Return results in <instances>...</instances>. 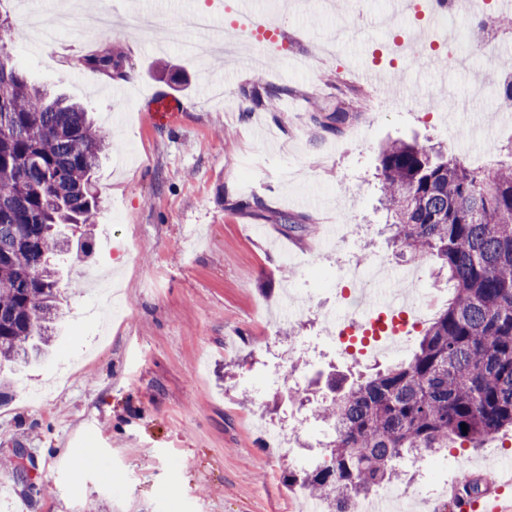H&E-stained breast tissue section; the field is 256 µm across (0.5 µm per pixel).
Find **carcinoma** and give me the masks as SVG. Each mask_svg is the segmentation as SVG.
<instances>
[{"label":"carcinoma","instance_id":"1","mask_svg":"<svg viewBox=\"0 0 512 512\" xmlns=\"http://www.w3.org/2000/svg\"><path fill=\"white\" fill-rule=\"evenodd\" d=\"M13 29L0 20V360L25 359L52 341L60 297L55 255L76 238L92 253L105 150L88 109L51 97L12 63ZM84 66L127 73L108 34ZM253 105L274 111L279 95L258 77ZM310 120L339 132L349 113L316 104ZM392 242L413 259L438 258L454 293L412 358L354 382L320 417L331 429L327 458L286 483L321 490L328 512H354L371 488L399 476L394 462L512 427V162L476 172L416 143L378 155ZM467 426L462 431L461 425Z\"/></svg>","mask_w":512,"mask_h":512}]
</instances>
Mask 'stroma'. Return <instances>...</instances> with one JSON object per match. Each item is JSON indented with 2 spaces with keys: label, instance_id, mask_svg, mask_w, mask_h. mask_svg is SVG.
<instances>
[{
  "label": "stroma",
  "instance_id": "1",
  "mask_svg": "<svg viewBox=\"0 0 512 512\" xmlns=\"http://www.w3.org/2000/svg\"><path fill=\"white\" fill-rule=\"evenodd\" d=\"M117 21L112 45L126 57L129 95L76 68L97 37L80 25L30 41L17 0H0L14 26V63L31 80L92 109L110 148L96 185L103 204L88 259L66 262L50 349L27 363L0 361V512H299L289 458L311 470L327 426L314 413L330 374L349 381L409 359L453 288L435 258L399 255L381 205L378 154L394 140L435 146L485 169L512 146V106L491 93L449 113L452 99L484 83L488 59L467 71L417 74L393 67L404 88L358 78L372 51L416 20L392 0H345L327 15L319 0L282 11L254 0L292 36L263 64L213 65L189 54L193 33L164 48L158 32L178 26L199 0H91ZM305 53L310 68L293 58ZM263 76L282 95L275 111L246 91ZM182 102L174 125L153 122L148 99ZM357 99L342 132L309 124L311 101L326 110ZM385 265L384 286L402 287L414 309L402 350L353 362L322 313L336 303L350 267ZM112 277L124 313L98 337L104 300L92 278ZM297 293L301 316L280 305ZM52 385L40 404L25 393ZM301 422L290 454L268 446L257 422ZM22 455L24 471L10 461ZM512 460V428L471 446L433 453L430 467L401 460L402 512H440L427 499L453 490L459 469L494 475Z\"/></svg>",
  "mask_w": 512,
  "mask_h": 512
}]
</instances>
